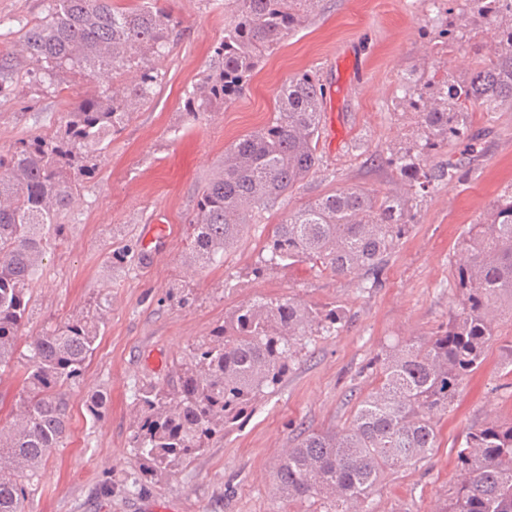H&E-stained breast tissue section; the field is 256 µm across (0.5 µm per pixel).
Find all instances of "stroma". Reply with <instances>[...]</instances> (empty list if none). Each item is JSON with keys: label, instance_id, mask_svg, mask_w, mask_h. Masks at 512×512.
I'll use <instances>...</instances> for the list:
<instances>
[{"label": "stroma", "instance_id": "1", "mask_svg": "<svg viewBox=\"0 0 512 512\" xmlns=\"http://www.w3.org/2000/svg\"><path fill=\"white\" fill-rule=\"evenodd\" d=\"M49 0H0V51L17 49L27 23L44 17ZM181 23L162 61L165 80L95 157L67 214L73 230L49 252L33 289L24 329L34 336L96 305L102 316L96 350L65 389L69 431L47 460L27 512H314L313 504L270 493L273 473L299 432L347 424L378 380L383 350L428 336L457 305L453 257L462 233L512 185V108L487 117L473 112L476 148L452 141L428 165L461 160L458 178L429 190L413 210L411 229L389 256L373 288L311 269L308 263L255 274L276 224L314 199L358 187L399 195L408 181L389 162L413 143L416 120L399 86L409 72L458 77L472 71L496 35L463 0L426 10L421 0H316L304 27L266 56L245 90L223 111L186 116L184 92L206 74L224 36V0H160ZM453 33L444 53L428 49ZM317 72L324 86L319 170L283 205L248 225L223 262L193 261L190 221L197 197L239 138L269 124L282 87ZM84 88L59 92L24 82L0 97V151L17 139L60 125ZM162 225L152 238L150 226ZM133 248L116 264L112 254ZM295 297L339 307L341 328L305 338L274 392L261 394L226 424L223 438L189 464L147 476L129 446L135 393L166 384L174 364L236 306L254 299ZM512 340L502 316L482 366L448 408L434 412L438 446L413 465L383 473L365 512H439L457 485V450L465 434L494 420H512V374L501 346ZM106 399L101 418L86 404ZM110 488L101 496V488Z\"/></svg>", "mask_w": 512, "mask_h": 512}]
</instances>
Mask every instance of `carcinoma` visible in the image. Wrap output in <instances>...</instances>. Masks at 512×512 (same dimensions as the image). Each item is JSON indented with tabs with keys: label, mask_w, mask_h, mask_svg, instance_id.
Here are the masks:
<instances>
[{
	"label": "carcinoma",
	"mask_w": 512,
	"mask_h": 512,
	"mask_svg": "<svg viewBox=\"0 0 512 512\" xmlns=\"http://www.w3.org/2000/svg\"><path fill=\"white\" fill-rule=\"evenodd\" d=\"M467 2L498 32L512 35V10L492 13L486 0ZM313 6L314 0H224V38L213 47L206 76L185 93L186 115L223 110L263 58L305 24ZM179 36V21L155 0L133 7L50 0L46 16L22 35L20 56L0 55L1 97L27 77L44 88L72 82L87 87L55 131L0 152V368L18 355L24 369L18 413L0 427V512H25L42 466L67 430L62 389L81 376L98 340L97 317L89 309L29 337L27 352L18 353L32 285L46 254L67 238L70 225L60 217L92 176L94 153L154 98L165 78L160 61ZM21 58L32 68L22 70ZM402 91L420 134L391 161L404 175L419 174L418 187H436L457 177L461 164L426 171L421 158L444 141L468 137L469 108L498 112L512 103V44L496 48L463 79L410 78ZM323 96L317 73L290 79L275 119L225 151L192 219L196 263L216 261L255 213L280 204L316 172ZM412 209L408 197L357 188L319 197L276 225L257 271L301 261L373 287L408 232ZM455 273L461 295L448 323L431 336L385 349L379 382L349 423L301 432L276 469V491L313 504L340 501L350 512L368 499L381 473L416 463L436 447L429 413L448 407L482 365L501 312H512L511 187L466 231ZM342 320L334 308L294 298L238 305L178 361L176 385L138 390L131 447L147 463L146 472L190 462L257 394L279 384L301 341L315 331L336 330ZM457 467V489L441 512H512V421L467 432Z\"/></svg>",
	"instance_id": "obj_1"
}]
</instances>
